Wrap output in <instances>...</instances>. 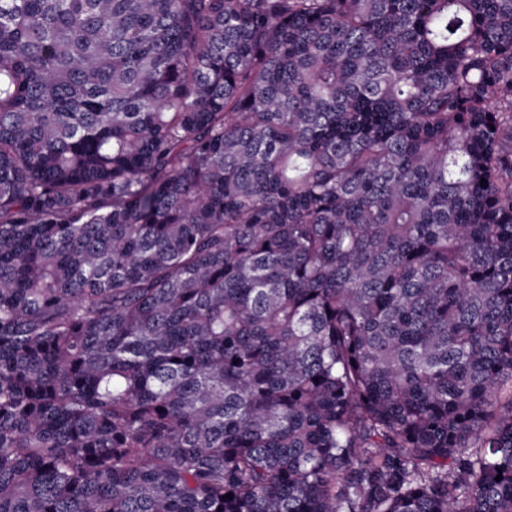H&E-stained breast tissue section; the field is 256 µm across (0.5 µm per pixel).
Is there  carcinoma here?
<instances>
[{
	"instance_id": "obj_1",
	"label": "carcinoma",
	"mask_w": 512,
	"mask_h": 512,
	"mask_svg": "<svg viewBox=\"0 0 512 512\" xmlns=\"http://www.w3.org/2000/svg\"><path fill=\"white\" fill-rule=\"evenodd\" d=\"M0 512H512V0H0Z\"/></svg>"
}]
</instances>
